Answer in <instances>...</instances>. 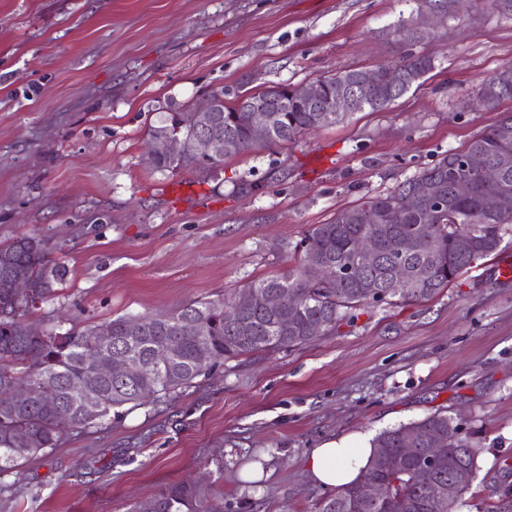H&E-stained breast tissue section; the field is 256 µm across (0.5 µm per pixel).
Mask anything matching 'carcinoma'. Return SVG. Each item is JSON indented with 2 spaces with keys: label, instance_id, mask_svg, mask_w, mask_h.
Segmentation results:
<instances>
[{
  "label": "carcinoma",
  "instance_id": "cac0c4a2",
  "mask_svg": "<svg viewBox=\"0 0 512 512\" xmlns=\"http://www.w3.org/2000/svg\"><path fill=\"white\" fill-rule=\"evenodd\" d=\"M432 69L426 55L410 54L396 65H379L372 69H349L322 76L324 97L338 96L353 87L359 88L352 111L379 112L403 96ZM284 87L260 93H245L236 102L255 98L280 106ZM481 101L498 107L512 101V65L504 68L477 92ZM224 137L237 142L233 154L254 148L288 144L298 135L313 129L332 126L345 120L348 112H314L303 103L288 102V111L272 112V131L259 135L250 122L251 113L234 112L227 106L220 113ZM176 112L169 123L149 130V136L168 132L184 141L175 153L154 159L151 166L176 171L186 167L210 168L222 159L204 161L192 150L190 135L180 125ZM465 150L484 154L492 161L507 159L501 182L486 183L472 177L460 161L461 152L450 150L433 166L399 183L386 194L336 212L325 224L313 225L295 245L299 257L288 272L249 283L242 292L256 296L286 289L295 295V305L271 312L256 303L239 312L235 322L224 320V309L235 300L192 301L173 313L164 315L120 316L109 322L64 333L45 329L28 320L38 304L46 301L56 284L63 279L62 267L51 255L53 251L32 249L16 238L0 244V263L14 262L30 274L37 300H17L7 288H0V476L21 461L56 446L64 431L99 426L132 404L145 405L190 384L207 366L201 360L200 345L207 346L210 360L231 359L256 350L276 351L298 346L317 336L336 330L339 323L350 320L355 311L370 303L426 300L448 287L460 274L498 251L512 224L511 211L494 212L490 200L504 191L512 194V115L498 121L473 138ZM469 179L468 197L459 199L454 187ZM433 183L443 196L436 207L424 194V185ZM414 193L419 205L406 209L405 195ZM429 224L434 235L418 239L421 225ZM380 239L381 250L371 265H360L353 272L345 267L355 263V247L362 236ZM466 236L471 250L464 254L456 240ZM415 239V248L400 253L393 241ZM330 267L320 282L309 278L315 263ZM417 269L415 288L402 293L390 287L396 265ZM288 322V330L279 324ZM168 349L171 357L158 360V352ZM115 354H124L141 362V372L126 380L93 376L94 362ZM83 379L98 392L92 409L85 408L69 393V387ZM26 382L44 393L46 400L20 398L17 384ZM414 432L419 442L410 446L404 434ZM444 437L442 462L435 470L419 464L420 449L430 447L433 437ZM375 448H389L392 466L376 468L371 459L366 473L392 487L390 500L373 503L367 500L360 484L336 489L324 498L317 512H452L476 477L477 461L463 452L473 447L462 435L454 418L435 412L419 420L385 430L372 440ZM128 512H224V498L206 485L182 481L159 486L149 497L134 503Z\"/></svg>",
  "mask_w": 512,
  "mask_h": 512
}]
</instances>
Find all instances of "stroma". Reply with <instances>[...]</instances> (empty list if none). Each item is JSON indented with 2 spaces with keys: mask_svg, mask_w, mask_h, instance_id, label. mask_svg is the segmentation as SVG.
<instances>
[{
  "mask_svg": "<svg viewBox=\"0 0 512 512\" xmlns=\"http://www.w3.org/2000/svg\"><path fill=\"white\" fill-rule=\"evenodd\" d=\"M417 0H0V244L50 237L67 273L30 314L76 330L230 299L294 266L315 224L393 190L503 116L479 86L512 64V15L470 0L423 40ZM432 69L380 112L294 142L160 171L148 130L236 94L373 68ZM512 235L432 298L364 308L336 331L210 364L157 404L0 476V512H128L198 476L224 512H315L308 449L448 412L478 450L454 512L512 490ZM258 464L262 479L240 480Z\"/></svg>",
  "mask_w": 512,
  "mask_h": 512,
  "instance_id": "1",
  "label": "stroma"
}]
</instances>
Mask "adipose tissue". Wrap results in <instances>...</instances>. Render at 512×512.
I'll use <instances>...</instances> for the list:
<instances>
[{
	"mask_svg": "<svg viewBox=\"0 0 512 512\" xmlns=\"http://www.w3.org/2000/svg\"><path fill=\"white\" fill-rule=\"evenodd\" d=\"M374 453L370 439L358 434L323 442L307 453L308 478L323 489L349 485L360 480Z\"/></svg>",
	"mask_w": 512,
	"mask_h": 512,
	"instance_id": "ef3b65f1",
	"label": "adipose tissue"
}]
</instances>
